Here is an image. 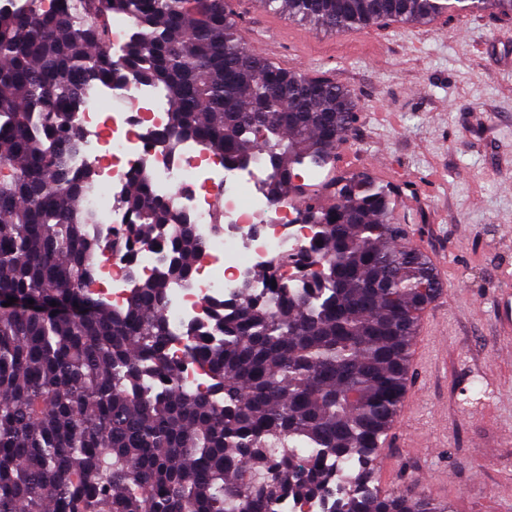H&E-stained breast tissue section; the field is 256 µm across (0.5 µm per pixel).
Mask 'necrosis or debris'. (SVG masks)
<instances>
[{"label":"necrosis or debris","mask_w":512,"mask_h":512,"mask_svg":"<svg viewBox=\"0 0 512 512\" xmlns=\"http://www.w3.org/2000/svg\"><path fill=\"white\" fill-rule=\"evenodd\" d=\"M168 112L163 94L132 78L91 87L77 114L83 140L71 165L95 172L84 202L98 217L89 233L104 249L92 286L112 304L124 303L132 288L123 257L111 249L127 222L120 199L130 173L150 168L157 196L188 214L206 249L192 287H175L169 297L170 323L182 333L204 324L209 299L233 293L273 255L307 247L314 228L301 222L296 200L268 197L262 164H223L192 140L172 149L159 143L155 134L166 127Z\"/></svg>","instance_id":"4bbe7bcc"}]
</instances>
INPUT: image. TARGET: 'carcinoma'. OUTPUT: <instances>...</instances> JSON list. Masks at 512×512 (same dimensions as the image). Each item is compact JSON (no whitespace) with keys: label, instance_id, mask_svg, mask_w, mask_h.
Listing matches in <instances>:
<instances>
[{"label":"carcinoma","instance_id":"cac0c4a2","mask_svg":"<svg viewBox=\"0 0 512 512\" xmlns=\"http://www.w3.org/2000/svg\"><path fill=\"white\" fill-rule=\"evenodd\" d=\"M261 3L336 32L458 11L512 16V0ZM114 14L136 28L118 60L106 48ZM127 73L169 101L160 136L170 145L193 138L227 164L263 162L270 197L303 200L316 228L296 255L320 264L304 287L281 279L296 256L278 253L258 275L276 287L258 296L243 283L209 301L207 329L185 333L207 372L203 392L176 383L167 303L173 283H191L205 241L155 199L149 169L129 177L123 198L127 303L81 287L101 245L86 234L91 172L69 164L82 142L74 114L87 85ZM358 110L334 79L249 49L227 0L0 9V512H275L285 497L325 512H451L372 481L419 316L441 284L429 254L404 244L387 185L332 175ZM304 165L329 174L297 184ZM141 246L164 254L153 276L137 274Z\"/></svg>","mask_w":512,"mask_h":512}]
</instances>
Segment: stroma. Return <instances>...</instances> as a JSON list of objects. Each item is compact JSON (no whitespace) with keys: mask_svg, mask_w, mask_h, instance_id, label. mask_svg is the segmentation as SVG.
I'll return each instance as SVG.
<instances>
[{"mask_svg":"<svg viewBox=\"0 0 512 512\" xmlns=\"http://www.w3.org/2000/svg\"><path fill=\"white\" fill-rule=\"evenodd\" d=\"M230 2L246 43L263 37L280 63L354 93L335 173L394 190L411 245L445 284L438 356L410 372L419 399L388 432L375 485L418 487L452 512H512V357L498 350L492 302L512 289V18L454 12L336 33Z\"/></svg>","mask_w":512,"mask_h":512,"instance_id":"1","label":"stroma"}]
</instances>
